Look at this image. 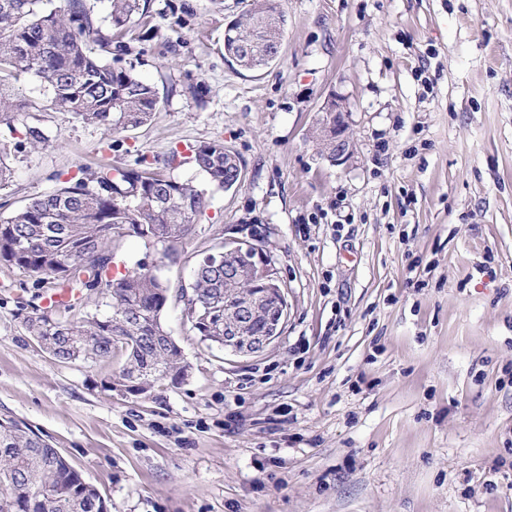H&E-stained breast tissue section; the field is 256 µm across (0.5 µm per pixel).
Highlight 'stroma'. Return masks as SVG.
Returning a JSON list of instances; mask_svg holds the SVG:
<instances>
[{
  "instance_id": "obj_1",
  "label": "stroma",
  "mask_w": 512,
  "mask_h": 512,
  "mask_svg": "<svg viewBox=\"0 0 512 512\" xmlns=\"http://www.w3.org/2000/svg\"><path fill=\"white\" fill-rule=\"evenodd\" d=\"M195 12L181 41L161 37ZM280 56L246 72L224 27L250 0H151L159 34L117 64L154 83L145 126L109 136L46 109L13 126L0 214L80 167L135 166L219 140L243 167L174 264L124 238L114 272L158 266L162 320L191 369L148 396L112 388L121 359L61 361L23 319L47 296L0 266V418L26 422L109 512H512V0H280ZM341 97L355 144L313 143ZM49 136L17 148L24 126ZM266 231L288 302L264 352L206 347L179 288L197 252Z\"/></svg>"
}]
</instances>
